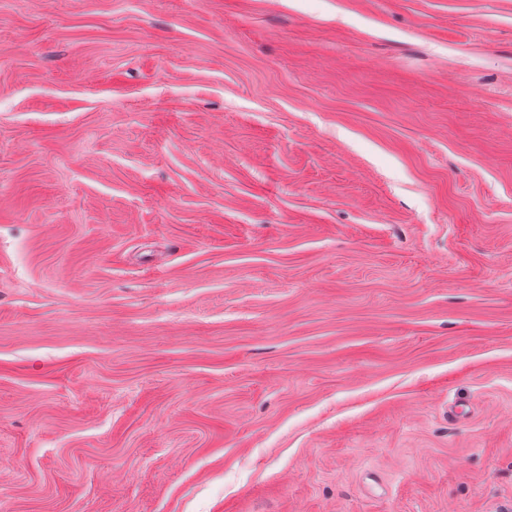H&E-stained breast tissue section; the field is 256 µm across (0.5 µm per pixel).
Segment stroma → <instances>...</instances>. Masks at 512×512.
Instances as JSON below:
<instances>
[{
	"instance_id": "1",
	"label": "stroma",
	"mask_w": 512,
	"mask_h": 512,
	"mask_svg": "<svg viewBox=\"0 0 512 512\" xmlns=\"http://www.w3.org/2000/svg\"><path fill=\"white\" fill-rule=\"evenodd\" d=\"M0 512H512V0H0Z\"/></svg>"
}]
</instances>
